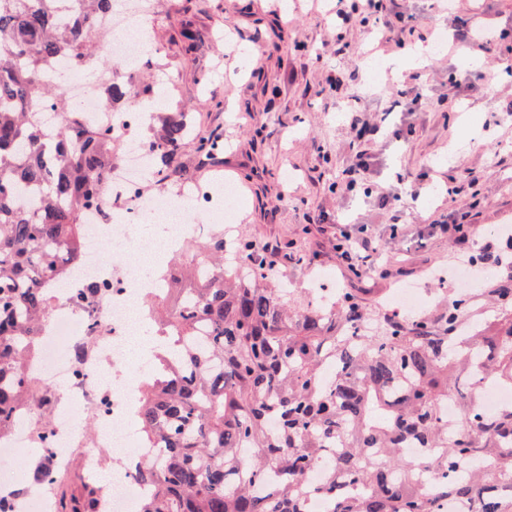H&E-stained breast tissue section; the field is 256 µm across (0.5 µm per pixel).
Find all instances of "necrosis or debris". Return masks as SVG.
<instances>
[{"mask_svg":"<svg viewBox=\"0 0 512 512\" xmlns=\"http://www.w3.org/2000/svg\"><path fill=\"white\" fill-rule=\"evenodd\" d=\"M112 14L119 22L109 26L103 51L121 67L137 69L152 53L148 32L153 13L136 0H114ZM69 94L86 119L111 128L119 151L102 203L86 227L80 273L71 282L75 288L94 283L102 292L83 306L74 304L70 293L61 294L46 323L41 377L56 395L51 406L56 473L66 472L71 449L87 442L139 465L156 458L155 449L142 447L132 420L142 365L130 360L129 343L145 327L141 301L158 281L156 270L142 261L156 242L141 231L140 223L146 215L160 219L166 226L165 242L174 249L203 231V219L232 223L239 204L238 189L230 180L220 197L225 203L221 212L214 206L219 197L207 186L186 197L161 190L144 194L138 181L147 172V114L140 99L129 96L127 108L116 112L94 104L83 83H72ZM90 411L96 414L99 430L88 439L77 417Z\"/></svg>","mask_w":512,"mask_h":512,"instance_id":"necrosis-or-debris-1","label":"necrosis or debris"}]
</instances>
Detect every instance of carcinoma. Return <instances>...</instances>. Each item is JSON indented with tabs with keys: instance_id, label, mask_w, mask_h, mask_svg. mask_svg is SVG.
<instances>
[{
	"instance_id": "1",
	"label": "carcinoma",
	"mask_w": 512,
	"mask_h": 512,
	"mask_svg": "<svg viewBox=\"0 0 512 512\" xmlns=\"http://www.w3.org/2000/svg\"><path fill=\"white\" fill-rule=\"evenodd\" d=\"M113 2L0 0V439L34 411L43 453L49 396L34 391L28 353L50 288L82 257L84 213L100 203L114 154L110 129L78 120L64 79L95 65ZM132 83L144 99L157 94L158 83L125 72L106 108H124ZM159 119L154 176L181 178L188 146L224 149L168 98ZM224 252L219 232L174 258L149 307L167 346L141 379L136 421L145 447L164 453L136 470L149 489L140 512H307L305 475L327 455V492L361 488L331 512H434L431 486L478 512H512V485H501L512 480V407L488 416L473 391L482 380L512 388V264L470 295L400 316L349 288L327 305L301 302L247 239L234 263ZM450 396L453 425L442 415ZM409 445L428 454L407 456ZM479 458L489 467L460 472ZM98 510L90 485L58 499L57 512Z\"/></svg>"
}]
</instances>
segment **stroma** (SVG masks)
<instances>
[{"instance_id":"1","label":"stroma","mask_w":512,"mask_h":512,"mask_svg":"<svg viewBox=\"0 0 512 512\" xmlns=\"http://www.w3.org/2000/svg\"><path fill=\"white\" fill-rule=\"evenodd\" d=\"M157 80L174 75L175 102L199 118V130L224 137L219 167L243 197L238 233L256 251L274 246L288 259L281 270L299 300L309 299L311 278L330 275L336 287L391 293L410 284L438 289L458 258L493 241L494 228L512 225V124L503 121L512 103V0H457L454 12L436 0H388L387 13L412 18V31L396 30L374 45L369 23H341L337 9L348 0H152ZM467 22L496 28L500 38L487 53L462 61L457 51L423 54L417 66L403 62L419 37L436 27ZM232 31L240 53L222 35ZM193 41H186V34ZM374 52L389 77L368 80L363 66ZM486 79L469 88L467 71ZM208 76V87L199 79ZM421 99L401 138L350 127L347 113L366 121L396 111L402 91ZM380 156L381 165L359 172L354 192L343 189L358 153ZM467 212L468 238L458 243L427 227ZM402 229L392 234L393 217ZM379 238L385 252L378 269L358 279L336 253L340 223ZM70 473L59 486L80 494L111 471L112 456L89 458L72 451Z\"/></svg>"}]
</instances>
